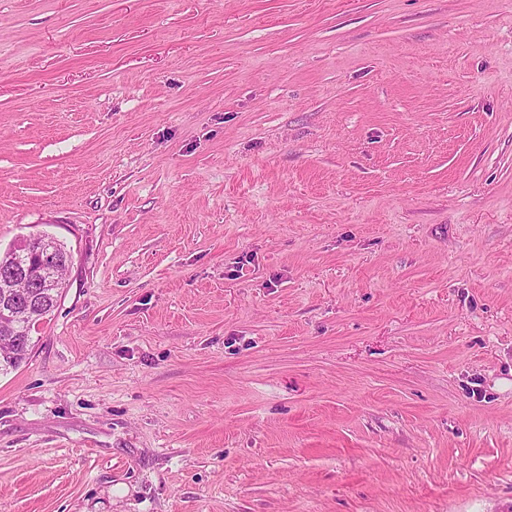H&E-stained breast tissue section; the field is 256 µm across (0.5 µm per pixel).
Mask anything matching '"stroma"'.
I'll return each mask as SVG.
<instances>
[{
  "label": "stroma",
  "instance_id": "35a3bbf8",
  "mask_svg": "<svg viewBox=\"0 0 512 512\" xmlns=\"http://www.w3.org/2000/svg\"><path fill=\"white\" fill-rule=\"evenodd\" d=\"M0 512H512V0H0ZM35 251H37V247L32 246V250H30L32 254L30 262L26 267L19 268L16 275L26 276L29 281V285L33 287L29 288V290L31 295H36L35 301L37 309L34 313L37 314L36 320H41L55 309L60 290L64 288L65 281H59L55 285L50 284V286H47L46 288H36L35 281L37 279L36 272L38 270L39 258ZM11 280H6L3 284V288L0 285V353L1 351L9 350L14 354V357L11 361H7L4 364H1L0 361V372L2 370H7L8 368H17L21 363L25 362L29 355V351L31 350V322L33 318L27 312L14 309L15 304L12 301L11 297H7L5 295V288H8ZM15 315L20 318L18 321L15 319L12 320V323L19 322L18 331L20 334L16 336H27L28 344L18 345L15 343L13 339V333L10 331V328L5 326L2 329V320L9 323L11 320L8 317H14Z\"/></svg>",
  "mask_w": 512,
  "mask_h": 512
}]
</instances>
